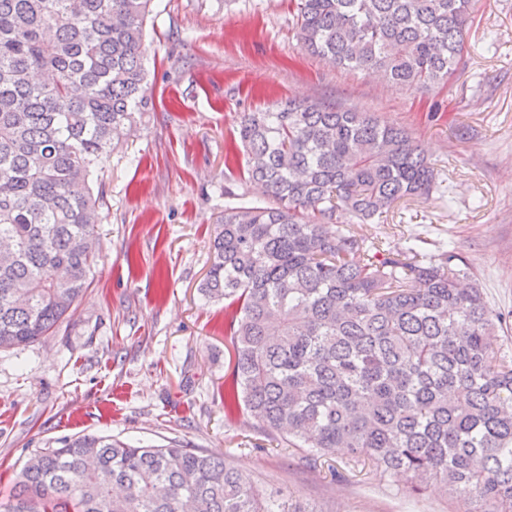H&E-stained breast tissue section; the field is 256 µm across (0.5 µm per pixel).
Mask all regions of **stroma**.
<instances>
[{
  "label": "stroma",
  "instance_id": "obj_1",
  "mask_svg": "<svg viewBox=\"0 0 512 512\" xmlns=\"http://www.w3.org/2000/svg\"><path fill=\"white\" fill-rule=\"evenodd\" d=\"M299 0H154L145 55L156 107L104 163L101 251L71 320L0 351V506L36 451L89 433L224 458L300 512H453L345 449L311 459L227 409L232 309L203 299L225 190L263 204L230 150L243 113L297 98L406 127L443 194L405 199L367 230L405 249L447 244L503 317L512 352V0H476L448 81L399 88L302 50Z\"/></svg>",
  "mask_w": 512,
  "mask_h": 512
}]
</instances>
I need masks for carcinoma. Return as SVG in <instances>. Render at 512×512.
<instances>
[{
	"mask_svg": "<svg viewBox=\"0 0 512 512\" xmlns=\"http://www.w3.org/2000/svg\"><path fill=\"white\" fill-rule=\"evenodd\" d=\"M153 0H0V350L70 318L98 257L101 164L152 99ZM474 0H300L301 47L399 87L448 79ZM262 205L226 206L203 295L236 307L225 398L293 448L436 482L454 512H512V355L444 248L359 231L440 187L404 128L288 100L239 125ZM5 512H301L224 459L110 435L32 454Z\"/></svg>",
	"mask_w": 512,
	"mask_h": 512,
	"instance_id": "1",
	"label": "carcinoma"
}]
</instances>
